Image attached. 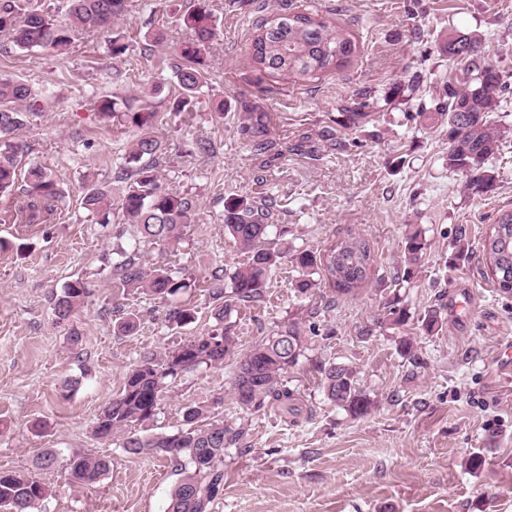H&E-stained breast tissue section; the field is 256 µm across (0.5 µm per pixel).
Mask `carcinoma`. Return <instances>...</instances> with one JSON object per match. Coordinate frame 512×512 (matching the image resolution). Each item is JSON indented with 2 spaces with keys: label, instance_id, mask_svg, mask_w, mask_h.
Returning a JSON list of instances; mask_svg holds the SVG:
<instances>
[{
  "label": "carcinoma",
  "instance_id": "1",
  "mask_svg": "<svg viewBox=\"0 0 512 512\" xmlns=\"http://www.w3.org/2000/svg\"><path fill=\"white\" fill-rule=\"evenodd\" d=\"M129 0H67L66 17L58 20L31 9L24 0H0V34L11 39L20 50L34 47L63 52L80 31L109 33L112 24L128 12ZM182 24L191 37L185 40L174 64L180 94L174 111L191 112L207 85L203 55L217 37V25L208 0H198L182 15ZM252 61L286 80H304L336 71L351 60L357 46L351 34L335 27L319 13L309 10L284 19L275 13L263 19L251 39ZM442 51L460 64L467 81H452L434 112H418L421 124L438 125L448 140L447 164L450 171L465 173V188L475 194L492 191L495 175L490 164L499 150L501 131L491 118L499 107L501 93L508 89L499 69L486 63L482 43L459 35L449 39ZM98 110L121 125L137 128L119 169L124 183L118 198L104 185H92L82 197L83 208L110 223L113 210L137 226L142 242L169 246L179 242L184 228L197 222L192 198L164 185L162 143L154 135V110L136 96L102 97ZM40 110V94L29 85L0 76V199L11 198L17 190L30 197L26 223L37 218L40 205L60 196V178L50 168L31 164L22 170L23 146L17 135ZM243 134L261 147L268 132L263 116L249 117ZM272 206L266 199L231 194L224 198V232L230 234L247 253V260L224 275H213L208 285L215 328L190 338L162 355L145 353L127 374L121 393L97 417L94 435L110 440L128 454L150 453L170 461L181 478L172 489L167 512H211L224 492V452L235 448L241 453L246 424L212 417L205 424L204 409L188 406L183 424L172 434L140 435L136 426L154 418L172 381L183 372L201 365L216 366L234 361L231 394L245 415L277 412L282 417L301 411V398L288 386L286 375L298 364L306 350V337L298 321L292 319L272 330L249 349L238 348L231 316L239 308L259 302L269 288L272 271L289 257L297 271L292 282L295 297H308L318 283H329L336 296L357 294L374 275L376 256L370 242L351 231L337 238L322 252L301 249L271 237ZM429 242L417 225H409L402 244L400 265L391 277L396 286L411 283L421 269ZM483 257L491 282L501 294L512 295V211L498 214L482 242ZM470 257L468 226L460 224L453 240V262ZM119 287L168 302L164 321L182 328L196 321L195 308L177 301L191 284L162 265L148 267L137 252H121L114 265ZM89 290L83 281L67 284L54 298V315L68 321L84 303ZM407 309L397 303L385 306L378 324L398 328L407 323ZM138 313L131 310L114 326L117 332L131 335L137 329ZM444 323L440 308L432 307L418 319L426 335L438 333ZM223 346L213 347V337ZM320 386L326 399L345 410L352 418L371 413L374 403L360 387L357 372L344 363L320 368ZM109 469V461L95 455H77L66 462L69 479L91 486ZM50 489L36 474L0 470V512H38Z\"/></svg>",
  "mask_w": 512,
  "mask_h": 512
}]
</instances>
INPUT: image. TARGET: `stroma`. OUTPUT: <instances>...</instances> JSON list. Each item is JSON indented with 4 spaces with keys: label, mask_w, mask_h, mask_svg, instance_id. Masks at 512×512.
Segmentation results:
<instances>
[{
    "label": "stroma",
    "mask_w": 512,
    "mask_h": 512,
    "mask_svg": "<svg viewBox=\"0 0 512 512\" xmlns=\"http://www.w3.org/2000/svg\"><path fill=\"white\" fill-rule=\"evenodd\" d=\"M188 2L131 0L114 27L128 45L117 62L98 32L78 34L63 56L19 50L0 35V75L48 90L41 115L19 135L24 159L51 168L63 190L32 224L13 218L27 203L23 194L0 200V238L14 243L0 251V469L30 472L48 448L59 463L40 473L52 489L44 512H165L178 480L170 462L126 454L96 439L92 426L143 352L174 349L213 327L209 277L246 259L224 232V198L263 190L277 203L288 241L320 252L354 230L373 246L375 273L358 295L336 299L323 284L299 300L286 261L266 299L236 314L244 349L299 320L307 350L288 379L301 394L300 415L242 416L228 360L178 377L146 430L176 432L190 405L245 419L248 451L225 455L224 494L213 512H512V372L497 364L502 341L512 340V296L496 291L481 251L497 214L512 209V96L494 115L510 133L492 162L495 187L482 195L449 171L441 131L415 118L419 102L464 77L440 50L456 34L481 40L487 62L512 84V0H209L218 38L205 53L208 85L192 112L177 115L172 61L188 36L179 22ZM311 5L354 37L351 63L296 83L256 68L247 44L257 21L283 6ZM151 30L164 40L149 47L143 35ZM116 69L124 74L119 84ZM365 91L375 121L369 131L348 130L346 114ZM112 93L145 97L155 108L162 178L197 202L198 222L174 247H136L133 225L94 223L81 206L88 181L115 184L136 134L97 110L96 99ZM251 113L267 118L265 149L241 133ZM198 139L213 152H190ZM410 224L425 229L430 247L416 281L400 289L389 273ZM460 224L470 229L471 256L453 269ZM135 248L146 265L187 279L182 300L196 308L195 323L167 326L162 300L117 288L116 253ZM77 279L89 295L71 321L57 322L53 298ZM396 296L409 320L400 330L380 328L377 317ZM441 303L442 331L422 334L418 317ZM122 308L141 314L134 334L113 331ZM74 328L83 336L79 357L68 345ZM404 336L417 360L400 354ZM330 363L356 369L375 404L369 415L351 418L324 397L320 368ZM79 454L109 457L95 486L68 480L62 462ZM474 456L482 459L475 470Z\"/></svg>",
    "instance_id": "stroma-1"
}]
</instances>
